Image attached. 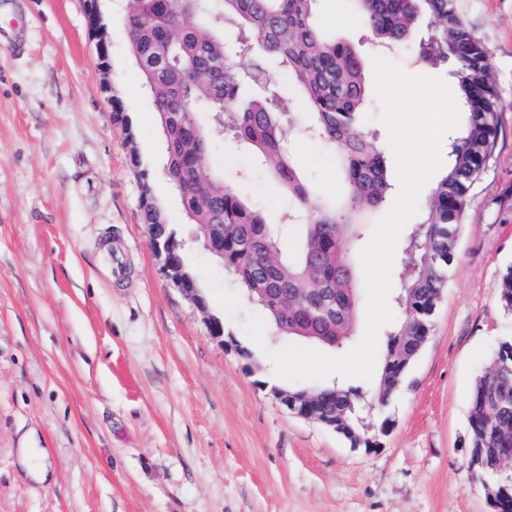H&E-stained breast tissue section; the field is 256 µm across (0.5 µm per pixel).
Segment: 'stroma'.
Instances as JSON below:
<instances>
[{
    "label": "stroma",
    "mask_w": 512,
    "mask_h": 512,
    "mask_svg": "<svg viewBox=\"0 0 512 512\" xmlns=\"http://www.w3.org/2000/svg\"><path fill=\"white\" fill-rule=\"evenodd\" d=\"M459 4L498 86L497 141L403 387L382 405L378 377L343 381L377 440L353 448L274 399L285 381L268 353L289 340L248 338L256 307L193 239L122 0H101L106 75L84 0H0V512H494L467 440L474 381L512 336L497 298L512 264V0ZM284 139L319 189L341 193L320 141L291 126ZM211 161L279 222L288 198L252 153L219 137ZM146 185L223 339L162 271ZM22 448L45 449V480Z\"/></svg>",
    "instance_id": "35a3bbf8"
}]
</instances>
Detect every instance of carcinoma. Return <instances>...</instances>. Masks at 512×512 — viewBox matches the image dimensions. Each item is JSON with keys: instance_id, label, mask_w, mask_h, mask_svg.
<instances>
[{"instance_id": "cac0c4a2", "label": "carcinoma", "mask_w": 512, "mask_h": 512, "mask_svg": "<svg viewBox=\"0 0 512 512\" xmlns=\"http://www.w3.org/2000/svg\"><path fill=\"white\" fill-rule=\"evenodd\" d=\"M316 0H125L135 61L162 58L139 70L162 133L168 179L192 224L224 225V271L249 295L251 288H298L310 301L329 299L325 320L302 305L288 313V336L338 349L353 335L358 291L345 244L358 237L365 213L392 192L375 133L362 126L367 106L363 44L321 30ZM371 44L406 51L419 65L443 72L455 85L461 123L448 144L447 167L401 245L399 317L388 330L380 368L379 403L400 389L410 363L397 353L424 342L448 284L471 190L492 156L498 130V89L483 40L467 25L456 0H351ZM195 17L197 26L186 23ZM288 75L309 121L298 132L322 141L335 155L345 187L337 207L308 181L284 148L290 106L276 90L272 68ZM216 116L204 129L197 113ZM226 133L248 149L288 193L284 224L228 185L209 163L210 132ZM300 227L293 247L288 226ZM498 299L512 311V266L499 276ZM494 362L512 378V338L501 340ZM327 418L353 448H371L361 417V395L336 382L320 386ZM469 447L487 458L512 448V387L485 375L470 402ZM495 497L512 505V487L487 468Z\"/></svg>"}]
</instances>
